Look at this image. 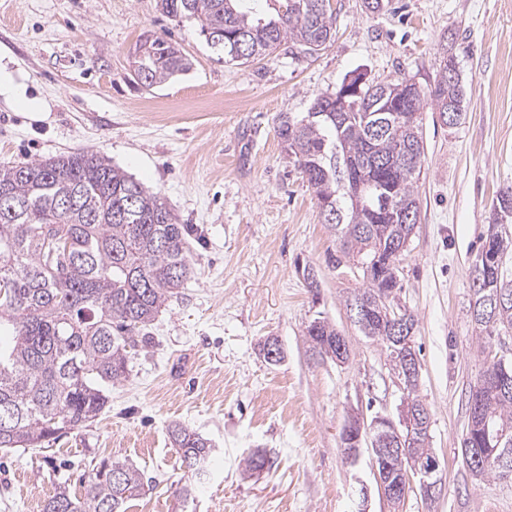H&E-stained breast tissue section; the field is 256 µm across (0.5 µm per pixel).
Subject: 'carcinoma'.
<instances>
[{"label":"carcinoma","mask_w":512,"mask_h":512,"mask_svg":"<svg viewBox=\"0 0 512 512\" xmlns=\"http://www.w3.org/2000/svg\"><path fill=\"white\" fill-rule=\"evenodd\" d=\"M268 19L244 0H160L169 16L190 18L220 60L246 64L282 45L313 55L333 36L332 0H275ZM138 55L135 75L145 87L190 69L172 41L152 36ZM402 79L364 83L349 98L357 107L338 111L336 94L317 97L305 116L279 118L277 134L286 153L314 189L322 223L332 231L340 256L336 266L355 267L363 287L346 306L366 307L357 321L394 365L383 291H400L398 267L414 224L403 212L419 213L416 184L425 145L422 112L463 110L461 78L448 80L440 65L432 81L408 97ZM0 327L10 335L0 346V448L42 447L100 416L112 385L129 375L131 349L147 345L148 326L193 274L190 228L177 222L164 200L102 154L77 149L45 160L0 164ZM479 255L489 260L472 277L469 312L486 357L480 375L483 404L465 435L481 448L482 419L512 437V359L509 383L499 385L498 364L489 358L494 338L512 330V188L499 193ZM312 354L336 352V328L322 317L306 327ZM404 399L425 407L419 376L400 379ZM173 447L192 479L212 455L199 433L173 423ZM429 430L413 428L409 455L393 460L396 471L428 458ZM149 482L125 460L103 465L77 497L60 486L42 512H126Z\"/></svg>","instance_id":"1"}]
</instances>
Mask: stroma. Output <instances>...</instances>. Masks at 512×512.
Returning <instances> with one entry per match:
<instances>
[{
	"label": "stroma",
	"mask_w": 512,
	"mask_h": 512,
	"mask_svg": "<svg viewBox=\"0 0 512 512\" xmlns=\"http://www.w3.org/2000/svg\"><path fill=\"white\" fill-rule=\"evenodd\" d=\"M333 0L335 32L311 56L287 48L253 62L218 61L197 23L158 0H0V163L100 151L188 225L194 273L132 352L110 409L42 449L0 448V512H41L55 487L83 494L100 463L126 460L154 482L127 512H512V481L475 478L460 442L469 392L484 367L468 312L470 269L500 190L512 185V0ZM171 39L188 71L156 87L134 74L146 35ZM458 64L463 114L446 126L424 110L420 220L400 265V302L414 314L435 499L411 491L400 510L381 497L369 453L349 462L350 413L398 418L403 394L380 345L345 306L359 287L331 263L336 241L314 190L290 163L278 118L308 112L352 72L387 82L431 80L444 54ZM313 269L310 291L303 276ZM323 316L353 345L348 363L319 360L305 328ZM284 352L271 365L266 337ZM214 448L191 501L168 427ZM269 458L245 471L254 449Z\"/></svg>",
	"instance_id": "35a3bbf8"
}]
</instances>
